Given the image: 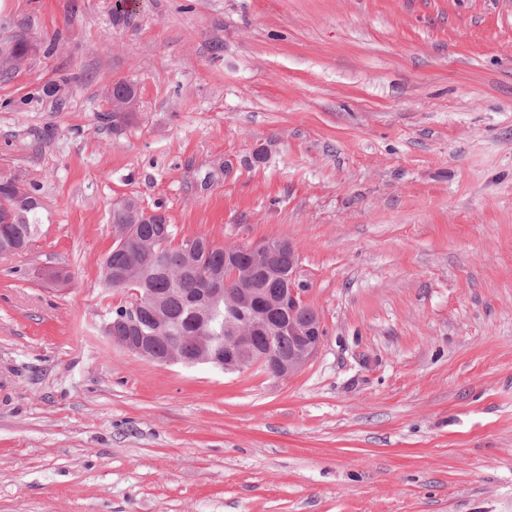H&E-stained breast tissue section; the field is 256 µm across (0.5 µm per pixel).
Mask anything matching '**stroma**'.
I'll return each mask as SVG.
<instances>
[{
    "label": "stroma",
    "instance_id": "1",
    "mask_svg": "<svg viewBox=\"0 0 512 512\" xmlns=\"http://www.w3.org/2000/svg\"><path fill=\"white\" fill-rule=\"evenodd\" d=\"M0 0V512H512V0ZM129 121H105L112 83ZM285 239L299 373L107 338L121 199ZM132 89V86L124 81H117L112 84V92L110 95V103L112 106V118L113 120H125L128 117V112H135L138 105V94L137 92L132 94L131 96L123 99L117 100L112 99V95L115 98H122L126 94H128ZM16 181L13 176H0V215L12 214V223L7 224V232L0 235V251L3 248L29 247L35 240L40 224H37L36 211L40 208L36 201L19 203L14 198L10 185Z\"/></svg>",
    "mask_w": 512,
    "mask_h": 512
}]
</instances>
